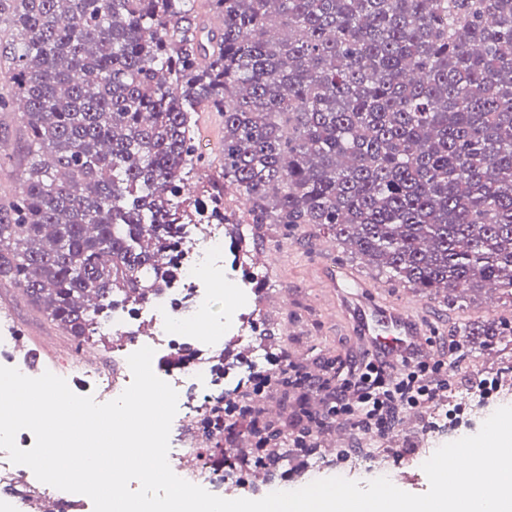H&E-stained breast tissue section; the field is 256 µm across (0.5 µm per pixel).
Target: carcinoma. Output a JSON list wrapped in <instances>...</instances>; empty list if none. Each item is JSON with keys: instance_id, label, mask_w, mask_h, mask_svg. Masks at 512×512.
I'll use <instances>...</instances> for the list:
<instances>
[{"instance_id": "carcinoma-1", "label": "carcinoma", "mask_w": 512, "mask_h": 512, "mask_svg": "<svg viewBox=\"0 0 512 512\" xmlns=\"http://www.w3.org/2000/svg\"><path fill=\"white\" fill-rule=\"evenodd\" d=\"M194 4L0 0V110L25 104L1 288L49 301L78 353L100 314L150 297L170 228L207 206L234 244L310 224L423 296L460 306L488 282L512 300V0H206L218 27ZM204 106L224 164L187 204ZM455 332L474 355L512 320ZM222 407L194 416L208 458Z\"/></svg>"}]
</instances>
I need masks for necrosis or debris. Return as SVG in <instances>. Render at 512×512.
Returning <instances> with one entry per match:
<instances>
[{
  "instance_id": "4bbe7bcc",
  "label": "necrosis or debris",
  "mask_w": 512,
  "mask_h": 512,
  "mask_svg": "<svg viewBox=\"0 0 512 512\" xmlns=\"http://www.w3.org/2000/svg\"><path fill=\"white\" fill-rule=\"evenodd\" d=\"M172 274L165 289L144 304L113 311L105 332L116 339L119 365L144 346L152 347L153 365L162 380L178 393L179 405L193 403L221 386L224 375L216 365L217 343L230 336L253 358L266 355L253 344L249 319L256 314L258 292L248 287L238 264L226 257L224 227L208 221L199 224L193 239L173 228L167 250ZM223 285L230 303L222 320H208L207 301L215 285Z\"/></svg>"
}]
</instances>
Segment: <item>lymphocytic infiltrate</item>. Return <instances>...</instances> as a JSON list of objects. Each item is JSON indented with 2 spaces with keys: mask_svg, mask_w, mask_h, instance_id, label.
I'll list each match as a JSON object with an SVG mask.
<instances>
[{
  "mask_svg": "<svg viewBox=\"0 0 512 512\" xmlns=\"http://www.w3.org/2000/svg\"><path fill=\"white\" fill-rule=\"evenodd\" d=\"M463 337L450 338L441 354L419 352L389 363L365 357L346 376L329 370L313 371L305 364L281 357L271 369L251 375V394L273 395L280 390L299 394L301 404L289 422L296 472H304L319 438L327 431L347 429L378 438L394 436L403 416L415 415L422 433L433 432L434 419L452 391L456 371L453 356ZM228 430L240 440L224 457V468L245 473L269 452L270 425L261 411H241L237 395L225 396Z\"/></svg>",
  "mask_w": 512,
  "mask_h": 512,
  "instance_id": "lymphocytic-infiltrate-1",
  "label": "lymphocytic infiltrate"
}]
</instances>
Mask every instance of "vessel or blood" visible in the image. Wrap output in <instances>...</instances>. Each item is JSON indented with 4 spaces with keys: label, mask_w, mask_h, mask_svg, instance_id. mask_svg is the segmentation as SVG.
<instances>
[{
    "label": "vessel or blood",
    "mask_w": 512,
    "mask_h": 512,
    "mask_svg": "<svg viewBox=\"0 0 512 512\" xmlns=\"http://www.w3.org/2000/svg\"><path fill=\"white\" fill-rule=\"evenodd\" d=\"M323 276L340 294L344 308L359 335L365 336L371 353L388 362H397L423 343V333L416 322L411 301L380 304L370 291L352 294L346 290L350 273L326 266Z\"/></svg>",
    "instance_id": "1"
}]
</instances>
